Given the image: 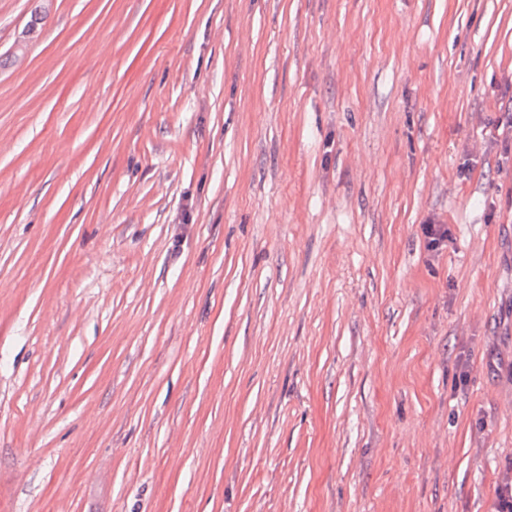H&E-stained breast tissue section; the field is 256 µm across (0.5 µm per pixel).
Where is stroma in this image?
Wrapping results in <instances>:
<instances>
[{"instance_id": "35a3bbf8", "label": "stroma", "mask_w": 512, "mask_h": 512, "mask_svg": "<svg viewBox=\"0 0 512 512\" xmlns=\"http://www.w3.org/2000/svg\"><path fill=\"white\" fill-rule=\"evenodd\" d=\"M511 113L512 0H0V512H492Z\"/></svg>"}]
</instances>
